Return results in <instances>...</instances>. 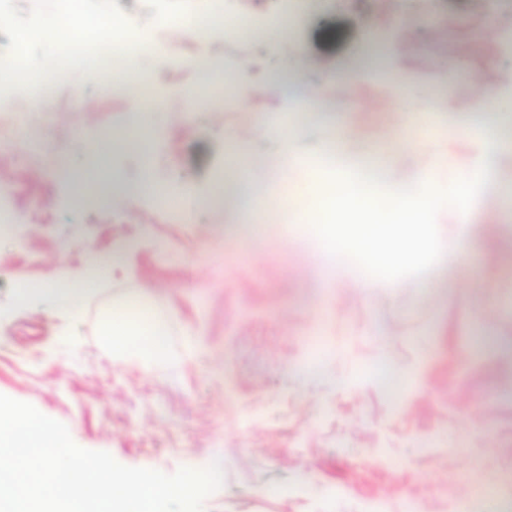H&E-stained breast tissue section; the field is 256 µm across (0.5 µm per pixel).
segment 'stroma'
Listing matches in <instances>:
<instances>
[{"instance_id":"1","label":"stroma","mask_w":512,"mask_h":512,"mask_svg":"<svg viewBox=\"0 0 512 512\" xmlns=\"http://www.w3.org/2000/svg\"><path fill=\"white\" fill-rule=\"evenodd\" d=\"M153 27L161 12L215 14L233 38L167 39L146 61L157 92L192 94L150 143L115 149L135 132L141 87L104 72L73 73L41 111L17 112L0 134V177L19 224H0V394L64 423L74 442L119 463L173 473L214 458L223 487L203 512H452L475 494L484 512H512L504 488H475L471 454L512 471V207L486 210L488 226L461 264L398 291L324 283L319 262L282 224H261L213 175L261 178L278 159L277 130L297 123L299 154L314 157L336 125L410 171L447 155L467 166L479 145L452 135L475 123V98L512 102V6L506 0H117ZM300 57L286 67L283 52ZM249 57L250 93L214 57ZM281 82L282 98L259 88ZM322 88L321 109L306 91ZM428 99L410 127L414 146L383 138L397 97ZM265 121L270 132L235 152L226 133ZM94 150L123 182L144 173L191 188L192 217L164 200L73 203L70 173ZM78 276L90 288L76 314L40 300L18 307V278ZM141 306L164 325L151 366L113 355L100 324ZM487 317L475 318L474 306ZM489 335L500 350L476 348ZM408 391L391 412L384 366Z\"/></svg>"}]
</instances>
